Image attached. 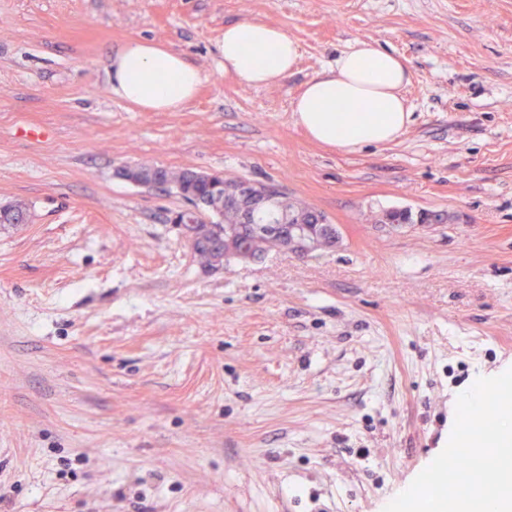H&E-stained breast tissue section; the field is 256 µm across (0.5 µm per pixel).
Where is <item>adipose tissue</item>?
Wrapping results in <instances>:
<instances>
[{
  "label": "adipose tissue",
  "mask_w": 512,
  "mask_h": 512,
  "mask_svg": "<svg viewBox=\"0 0 512 512\" xmlns=\"http://www.w3.org/2000/svg\"><path fill=\"white\" fill-rule=\"evenodd\" d=\"M218 53L226 73L270 86L293 74L299 48L281 27L248 20L225 26ZM201 80L182 53L139 39L118 49L109 68L115 96L143 112L181 109L195 98ZM407 82L403 58L374 42L354 41L297 95L295 123L310 140L332 149L389 144L410 121L402 94Z\"/></svg>",
  "instance_id": "adipose-tissue-1"
}]
</instances>
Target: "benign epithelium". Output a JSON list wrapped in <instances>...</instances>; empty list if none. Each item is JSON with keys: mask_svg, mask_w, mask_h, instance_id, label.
Listing matches in <instances>:
<instances>
[{"mask_svg": "<svg viewBox=\"0 0 512 512\" xmlns=\"http://www.w3.org/2000/svg\"><path fill=\"white\" fill-rule=\"evenodd\" d=\"M120 175L137 186L165 185L163 180L153 176V171L142 170L137 166L123 167ZM189 179L194 183H205L211 198V203L206 204L196 195L186 191L185 187H179L189 208L175 216V223L188 225L191 245H196L199 240L194 227L198 224L223 223L224 206L231 202L237 205V223L255 225V233L258 235L277 232L278 225L276 224H255V214L266 206L283 208L288 201V196L282 187L267 184L259 188L248 181L239 182L229 187L224 185L221 175L197 171L191 172ZM5 216L9 217L12 224H25L29 219L27 212L21 211L9 203L0 205V223L3 222ZM289 223L291 226L288 227L286 252L298 259H303L318 250L334 247L341 241L339 231L331 229V224L326 222L323 217L319 218L315 224H305L294 216Z\"/></svg>", "mask_w": 512, "mask_h": 512, "instance_id": "7a95c632", "label": "benign epithelium"}]
</instances>
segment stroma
<instances>
[{
    "instance_id": "35a3bbf8",
    "label": "stroma",
    "mask_w": 512,
    "mask_h": 512,
    "mask_svg": "<svg viewBox=\"0 0 512 512\" xmlns=\"http://www.w3.org/2000/svg\"><path fill=\"white\" fill-rule=\"evenodd\" d=\"M243 20L296 40L285 83L220 66ZM133 39L186 54L190 104L113 95ZM359 39L410 122L329 149L292 103ZM125 165L277 183L342 241L205 265ZM1 202L31 220L0 224V512H383L512 365V0H0Z\"/></svg>"
}]
</instances>
